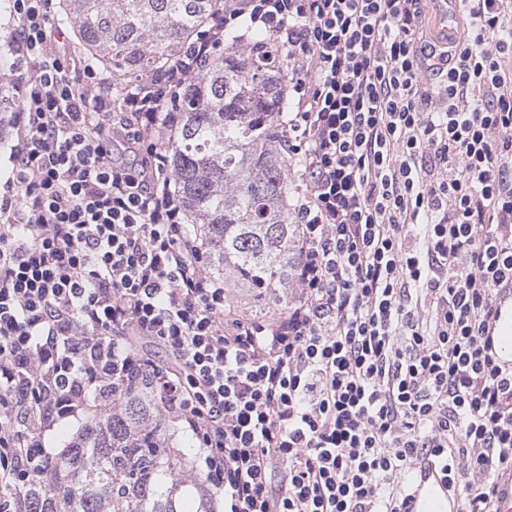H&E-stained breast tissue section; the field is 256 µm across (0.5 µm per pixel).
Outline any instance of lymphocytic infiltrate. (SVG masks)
Here are the masks:
<instances>
[{
    "mask_svg": "<svg viewBox=\"0 0 512 512\" xmlns=\"http://www.w3.org/2000/svg\"><path fill=\"white\" fill-rule=\"evenodd\" d=\"M58 0H8L19 101L0 178V512H29L129 370L196 448L224 512H407L432 467L463 512L512 493V0H224L157 74L116 89L58 48ZM288 54L297 293L229 312L164 144L228 36ZM125 143L133 159L113 156Z\"/></svg>",
    "mask_w": 512,
    "mask_h": 512,
    "instance_id": "obj_1",
    "label": "lymphocytic infiltrate"
}]
</instances>
